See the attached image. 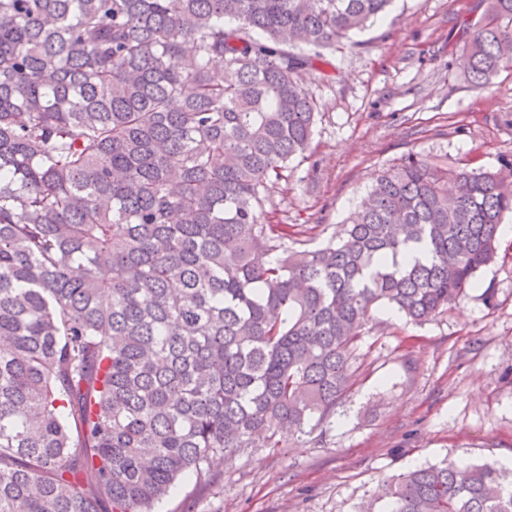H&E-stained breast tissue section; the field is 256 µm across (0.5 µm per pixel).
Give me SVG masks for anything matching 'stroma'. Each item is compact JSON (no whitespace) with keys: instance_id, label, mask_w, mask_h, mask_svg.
<instances>
[{"instance_id":"1","label":"stroma","mask_w":512,"mask_h":512,"mask_svg":"<svg viewBox=\"0 0 512 512\" xmlns=\"http://www.w3.org/2000/svg\"><path fill=\"white\" fill-rule=\"evenodd\" d=\"M484 0H393L337 45L332 70L305 74L320 112L309 159L270 191V223L332 234L375 171L408 155L438 166L512 160V71L483 91L455 51ZM492 300H484L483 289ZM350 397L323 436L217 462L211 485L177 483L156 512H353L378 483L444 459L512 468V239L479 286L433 320L375 309Z\"/></svg>"}]
</instances>
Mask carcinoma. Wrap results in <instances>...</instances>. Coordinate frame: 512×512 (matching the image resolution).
<instances>
[{"label":"carcinoma","mask_w":512,"mask_h":512,"mask_svg":"<svg viewBox=\"0 0 512 512\" xmlns=\"http://www.w3.org/2000/svg\"><path fill=\"white\" fill-rule=\"evenodd\" d=\"M391 0H0V512H153L244 448L323 431L372 311L428 321L500 249L512 161L411 156L360 209L271 224L310 156L300 76ZM512 68V0L460 46ZM356 512H512V470L443 461Z\"/></svg>","instance_id":"cac0c4a2"}]
</instances>
